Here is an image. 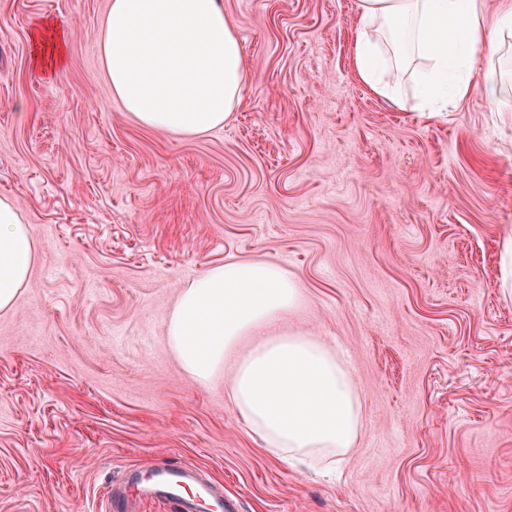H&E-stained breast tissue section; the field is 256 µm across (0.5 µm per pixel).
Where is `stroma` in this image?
<instances>
[{
  "instance_id": "stroma-1",
  "label": "stroma",
  "mask_w": 512,
  "mask_h": 512,
  "mask_svg": "<svg viewBox=\"0 0 512 512\" xmlns=\"http://www.w3.org/2000/svg\"><path fill=\"white\" fill-rule=\"evenodd\" d=\"M108 0H0V197L35 244L0 311V512H104L171 459L242 512H512V84L424 112L354 68L358 0H223L249 75L224 127L148 128L99 54ZM67 65H31L46 18ZM266 259L304 290L272 326L351 361L364 428L338 477L269 458L166 342L181 290Z\"/></svg>"
}]
</instances>
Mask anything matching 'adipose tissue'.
<instances>
[{
	"instance_id": "1",
	"label": "adipose tissue",
	"mask_w": 512,
	"mask_h": 512,
	"mask_svg": "<svg viewBox=\"0 0 512 512\" xmlns=\"http://www.w3.org/2000/svg\"><path fill=\"white\" fill-rule=\"evenodd\" d=\"M512 37V0L489 25L482 0H360L354 63L378 95L398 99L387 80L411 71L424 108L447 111L481 78L479 56ZM69 34L48 18L32 34L31 62L62 69ZM100 51L112 91L141 124L194 136L223 127L238 105L247 65L221 0H110ZM482 79V78H481ZM35 245L14 204L0 199V311L31 270ZM301 300L298 281L271 261L211 267L183 288L167 343L183 370L208 384L239 340L284 319ZM227 397L248 433L273 459L332 471L355 448L363 405L347 362L323 338L283 332L242 355Z\"/></svg>"
}]
</instances>
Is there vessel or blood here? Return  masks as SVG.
Segmentation results:
<instances>
[{"label":"vessel or blood","mask_w":512,"mask_h":512,"mask_svg":"<svg viewBox=\"0 0 512 512\" xmlns=\"http://www.w3.org/2000/svg\"><path fill=\"white\" fill-rule=\"evenodd\" d=\"M147 485H139L131 474H124L123 484L136 498H159L175 512H239L240 503L213 492L198 471L188 465L169 462L150 467Z\"/></svg>","instance_id":"obj_1"}]
</instances>
